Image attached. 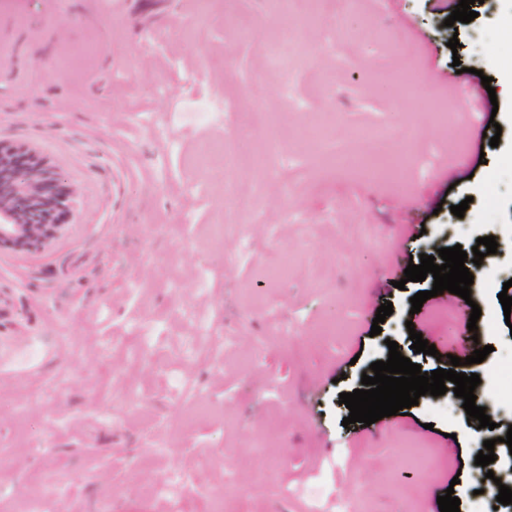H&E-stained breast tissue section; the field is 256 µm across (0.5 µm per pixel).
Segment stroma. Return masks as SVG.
<instances>
[{"instance_id":"obj_1","label":"stroma","mask_w":512,"mask_h":512,"mask_svg":"<svg viewBox=\"0 0 512 512\" xmlns=\"http://www.w3.org/2000/svg\"><path fill=\"white\" fill-rule=\"evenodd\" d=\"M301 2L0 0V142L33 149L76 191L44 250L0 248V512H311L301 491L318 481L369 512H440L449 490L460 512H488L476 494L485 436L463 407L426 394L409 415L347 426L339 395L387 360L388 341L431 372L474 338L494 348L469 370L506 448L512 411L491 370L512 348L498 299L512 198L492 215L484 200L491 170L512 159V41L500 38L512 0H476L455 51L430 0H343L338 17L281 31ZM285 33L299 50L272 62ZM408 58L420 84L403 95ZM215 96L224 122L209 125L200 113ZM238 118L249 140H233ZM316 122L333 131L323 156L305 135ZM271 127L259 180L252 155ZM382 127L416 136L409 166L377 177L341 162ZM485 236L498 247L470 300L443 293L412 312L433 281H406L410 258ZM272 250L292 259L284 280L265 274ZM447 308L452 323L433 319ZM333 322L342 335L329 336ZM413 330L437 356L414 353ZM47 381L55 392L35 399ZM416 442L436 465H412L402 449ZM163 477L175 495L158 493Z\"/></svg>"}]
</instances>
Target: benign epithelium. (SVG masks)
Segmentation results:
<instances>
[{"label":"benign epithelium","mask_w":512,"mask_h":512,"mask_svg":"<svg viewBox=\"0 0 512 512\" xmlns=\"http://www.w3.org/2000/svg\"><path fill=\"white\" fill-rule=\"evenodd\" d=\"M58 176L25 146L0 142V248L43 249L61 225L54 216L74 191H57Z\"/></svg>","instance_id":"1"}]
</instances>
